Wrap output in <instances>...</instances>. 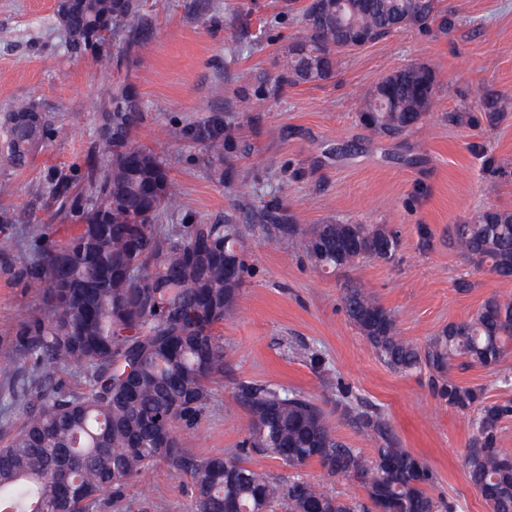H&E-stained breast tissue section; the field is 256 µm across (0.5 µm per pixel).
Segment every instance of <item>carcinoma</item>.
Here are the masks:
<instances>
[{
  "mask_svg": "<svg viewBox=\"0 0 512 512\" xmlns=\"http://www.w3.org/2000/svg\"><path fill=\"white\" fill-rule=\"evenodd\" d=\"M351 25L318 9V0L298 10L309 75L288 60L280 84L330 79L338 54L374 44L409 13L423 31L451 21L441 0H350ZM55 16L76 54L91 53L103 66L111 55L82 40L106 21L112 32L140 36L146 18L138 0H55ZM436 72L407 65L384 76L358 97L362 124L381 136H398L426 123ZM108 109L99 127L97 151L86 162L92 203H83L72 182L58 180L52 195L78 214V232L62 245H45L24 263L18 277L43 293V308L20 322L15 349L35 374L16 382L12 406L23 416L13 438L0 444V502L9 512H99L112 495L143 480L165 461L188 480L193 512H438L428 492L433 476L425 463L400 446L380 414L359 410L353 419L378 442L364 457L338 440L321 409L307 396L255 384L238 387L250 422L246 443L295 469L312 460L330 476L358 480L367 501L332 495L295 478H277L229 457H196L182 447L180 429H190L211 401L210 383L224 377V338L217 327L236 310L243 279H226L225 266L244 269L248 237L230 213L192 224L157 227L180 210L166 161L132 141L140 103L124 89L101 88ZM34 103L18 101L0 118V158L27 168L38 145L61 127ZM241 127L216 118L196 130L204 161L214 172L233 158ZM299 247L323 270L335 272L367 260H390L395 234L374 224H317ZM449 245L477 267L512 279V211L491 209L483 220L455 224ZM345 314L375 354L392 369H426L448 405L469 415L472 449L468 480L489 512H512V455L497 446L508 404H481L475 388L449 379L454 362L465 360L501 375L512 340V300L490 296L461 322H452L420 346L401 336L393 315L366 289H344ZM71 370L85 379L84 391H61L52 378Z\"/></svg>",
  "mask_w": 512,
  "mask_h": 512,
  "instance_id": "carcinoma-1",
  "label": "carcinoma"
}]
</instances>
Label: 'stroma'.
Wrapping results in <instances>:
<instances>
[{"label": "stroma", "mask_w": 512, "mask_h": 512, "mask_svg": "<svg viewBox=\"0 0 512 512\" xmlns=\"http://www.w3.org/2000/svg\"><path fill=\"white\" fill-rule=\"evenodd\" d=\"M284 0H141L150 28L142 39L112 40V66L70 51L54 0H0V113L17 99L50 112L61 132L37 149L24 170L0 160V237L17 243L0 255V443L21 424L8 405L20 378L14 336L42 296L15 273L46 240L67 241L76 217L49 192L50 178L82 183L98 144L102 84L133 92L141 117L135 144L163 157L180 211L163 227L234 213L251 247L235 315L220 330L226 363L211 385L212 403L182 445L195 456H230L281 476L287 469L248 448L250 415L239 383L284 388L312 399L335 435L373 455L375 444L349 408L378 412L402 447L431 469L433 498L455 512H488L469 483L468 418L430 388L425 372L386 366L348 321L342 294L360 284L418 344L466 320L493 295L512 297V280L477 269L448 245L452 225L486 208L512 211V0H442L448 33L403 30L344 53L333 79L281 86L288 50L301 27ZM236 41L237 55L225 46ZM411 63L435 69L437 85L423 127L397 137L365 129L352 104L380 78ZM251 81L239 82L240 73ZM502 118L488 122L487 112ZM232 119L244 137L227 178L203 162L195 129ZM284 168L266 181L267 160ZM278 207L287 223L381 224L398 237L394 260H370L328 273L288 235L273 236L264 215ZM468 288H460V281ZM314 353L316 362L303 360ZM451 378L478 389L484 402L512 403V383L486 368L455 363ZM102 512H192L187 482L166 463L148 490L128 484Z\"/></svg>", "instance_id": "35a3bbf8"}]
</instances>
